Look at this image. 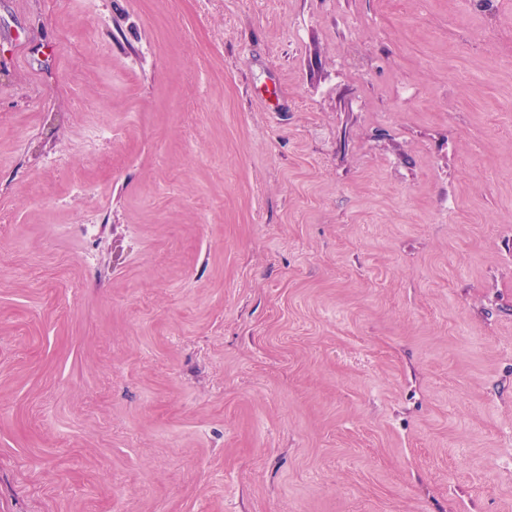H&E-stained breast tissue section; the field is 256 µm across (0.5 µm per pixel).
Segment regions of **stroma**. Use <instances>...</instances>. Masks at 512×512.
<instances>
[{"mask_svg":"<svg viewBox=\"0 0 512 512\" xmlns=\"http://www.w3.org/2000/svg\"><path fill=\"white\" fill-rule=\"evenodd\" d=\"M512 0H0V512H512Z\"/></svg>","mask_w":512,"mask_h":512,"instance_id":"35a3bbf8","label":"stroma"}]
</instances>
